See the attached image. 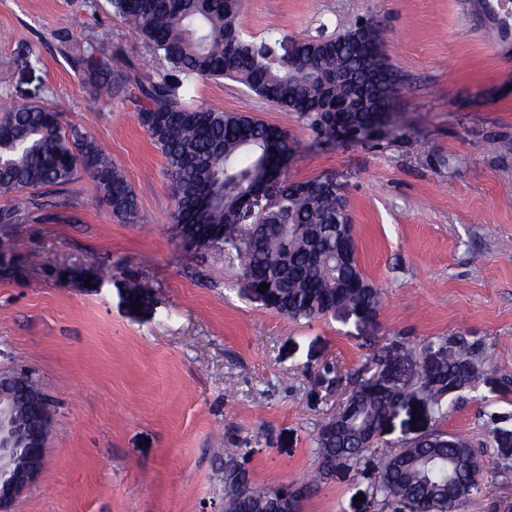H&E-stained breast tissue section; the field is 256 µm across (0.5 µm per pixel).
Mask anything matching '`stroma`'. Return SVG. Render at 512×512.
<instances>
[{"label":"stroma","mask_w":512,"mask_h":512,"mask_svg":"<svg viewBox=\"0 0 512 512\" xmlns=\"http://www.w3.org/2000/svg\"><path fill=\"white\" fill-rule=\"evenodd\" d=\"M378 20L401 81L378 143H322L297 115L241 85L201 82L199 104L286 129L291 180L335 173L346 187L363 273L383 291L367 313L311 322L266 308L235 265L221 278L184 251L161 152L121 96L92 101L66 48L112 30L105 59L161 65L108 0H0V86L85 128L139 203L125 224L88 176L41 194L45 221L0 227V373L26 369L53 415L42 479L15 512H224V451L254 483L300 485L313 436L362 371H391L458 336L483 373L438 416L410 391L378 447L337 462L298 512H399L372 497L384 454L433 431L483 446L480 493L459 512H512V40L467 0H242L249 34L305 38ZM140 286V299L130 295ZM336 364L340 385L319 376Z\"/></svg>","instance_id":"obj_1"}]
</instances>
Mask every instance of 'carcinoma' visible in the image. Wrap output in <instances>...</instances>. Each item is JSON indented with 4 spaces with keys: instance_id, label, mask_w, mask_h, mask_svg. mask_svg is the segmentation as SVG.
<instances>
[{
    "instance_id": "obj_1",
    "label": "carcinoma",
    "mask_w": 512,
    "mask_h": 512,
    "mask_svg": "<svg viewBox=\"0 0 512 512\" xmlns=\"http://www.w3.org/2000/svg\"><path fill=\"white\" fill-rule=\"evenodd\" d=\"M109 3L162 70L142 80L133 65L114 71L92 48L75 49L70 63L97 100L128 87L127 100L138 124L166 161L179 235L201 243L197 257L204 261L218 253L256 284H267L270 309L294 321L324 317L337 301L345 308L376 309L381 289L357 262L339 266L333 259L336 225L349 222L344 183L324 190L318 175L300 181L280 178L295 150L287 130L246 112L198 105L193 92L205 80H230L296 114L323 137L338 123L367 124L375 114L391 110L388 89H373L370 111L358 112L355 89L333 81V75L343 67L360 73L383 71L398 83L385 53L383 28L367 21L338 35L296 39L286 49L279 39L242 31L240 0ZM0 112V195L63 186L83 174L95 182L98 201L113 217L128 224L138 221L134 189L92 137L64 128L50 107L15 106L2 87ZM273 180L279 182L276 197L251 223L239 224L224 214V200H240L252 184ZM40 210L35 201L25 209L19 204L0 207V224L35 219ZM247 236L260 247L242 246ZM399 351L407 364L399 386L383 393L368 377L352 380L348 399L355 407L349 412L336 408L318 428L314 443L319 467L310 482L288 492L294 503L327 478L336 458L354 459L373 449L375 444L368 443L372 430L406 391L422 392L442 415L448 400L476 389L482 375L480 348L462 338L451 340L450 354L425 376L415 366L409 342H401ZM16 396L27 403L45 399L31 377L20 383ZM482 467L471 442L436 432L385 457L374 495L384 504L405 499L415 512H456L460 502L481 491L469 474ZM280 493L255 485L235 454L224 452V512H276L272 499Z\"/></svg>"
}]
</instances>
